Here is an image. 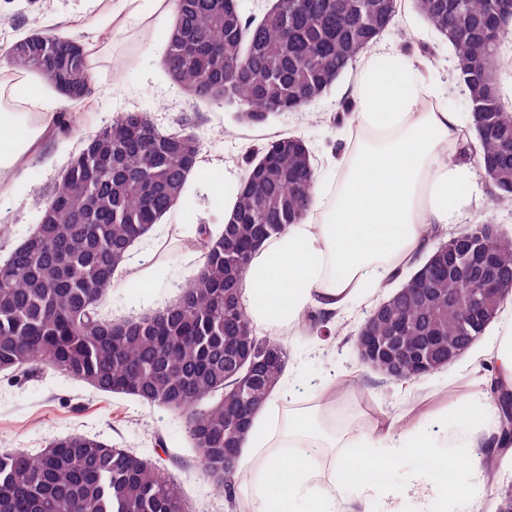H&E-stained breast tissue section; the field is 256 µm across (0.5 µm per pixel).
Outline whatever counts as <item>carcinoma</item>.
Here are the masks:
<instances>
[{
  "mask_svg": "<svg viewBox=\"0 0 512 512\" xmlns=\"http://www.w3.org/2000/svg\"><path fill=\"white\" fill-rule=\"evenodd\" d=\"M414 7L455 49L452 70L474 109L477 171L496 203L512 204V108L504 87L512 56L487 51L491 27L512 25V0H414ZM397 9L386 0H285L255 25L238 3L175 0L164 65L182 93L233 105L262 123L324 96L394 24ZM7 58L11 73H39L73 104L91 93L93 61L75 40L43 32L13 43ZM200 151L198 137L184 129L163 132L145 112H118L83 142L47 198L34 191L40 239L16 246L0 263V372L45 367L181 416L200 445L201 473L232 503L224 461L244 439L232 416L244 401L261 405L288 363L281 337L257 335L238 288L260 245L314 207L304 140L268 143L247 169L224 231L215 237L200 224L184 240L185 250L201 252L202 272L181 287L178 305L146 320L126 318L122 330L102 311L128 242L180 203ZM466 232L512 279V247L479 224ZM459 288L448 258H428L416 284L363 324L401 364L423 349L426 336L455 346L470 312L466 302L448 300ZM235 353L259 368L244 397L234 388ZM498 427L512 431L507 393ZM0 512H185V503L154 458L71 433L50 450L0 453Z\"/></svg>",
  "mask_w": 512,
  "mask_h": 512,
  "instance_id": "carcinoma-1",
  "label": "carcinoma"
}]
</instances>
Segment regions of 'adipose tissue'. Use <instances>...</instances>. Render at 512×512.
<instances>
[{
    "mask_svg": "<svg viewBox=\"0 0 512 512\" xmlns=\"http://www.w3.org/2000/svg\"><path fill=\"white\" fill-rule=\"evenodd\" d=\"M385 55L377 47L358 74V125L368 140L346 144L332 160L336 180L318 185L316 216L264 241L249 264L242 302L257 329L287 333L308 311L335 322L421 256L431 229L462 217L465 171L442 159L462 135L458 116L445 108L417 111L423 82L414 64L388 71L380 66ZM52 119L46 112L31 121L0 101V185L38 154ZM292 398L279 383L250 417L235 461L244 476L235 490L250 512H291L298 500L308 512H434L449 499L438 475L448 461L425 454L421 435L388 428L350 437L325 430L308 409L279 427L271 406ZM379 443L385 452L373 455ZM406 454L413 467L402 482L389 483L390 468Z\"/></svg>",
    "mask_w": 512,
    "mask_h": 512,
    "instance_id": "obj_1",
    "label": "adipose tissue"
}]
</instances>
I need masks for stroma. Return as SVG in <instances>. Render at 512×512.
Instances as JSON below:
<instances>
[{"label": "stroma", "mask_w": 512, "mask_h": 512, "mask_svg": "<svg viewBox=\"0 0 512 512\" xmlns=\"http://www.w3.org/2000/svg\"><path fill=\"white\" fill-rule=\"evenodd\" d=\"M112 2L103 0L91 9L85 0H0V75L7 71L6 47L35 30L78 40L95 64L92 93L81 105L71 106L53 86H46L55 113L70 110L79 120L65 137L46 134L40 155L21 170L18 181L0 192V221L11 229L9 238L0 237V254H8L35 224L33 187L46 190L58 183L84 138L115 113L133 109L150 113L165 130L172 129L178 115L196 114L194 131L202 142L201 164L191 177L187 197L161 218L154 232L133 246L134 252L151 257V285L142 287L134 275L119 277L103 301L105 313L123 319L154 312L178 298L181 285L200 266L199 253L179 250V238L192 234L194 225L223 223L224 201L233 179L243 178L268 142L302 138L311 152L317 181L335 180L336 172L325 160L355 131L357 104L352 89L358 71L347 70L307 112H282L263 123H247L238 118L235 108L177 91L163 64L172 15L156 14L119 32L112 27ZM399 3L396 23L380 41L393 46L394 61L414 60L421 72L431 74L435 85L443 88L439 104L458 113L463 124V148L456 159L469 180L478 181V138L469 103L465 96L448 92L455 82L448 73L453 48L426 24L413 0ZM463 210L462 225L489 223L512 237V207L496 204L490 193L465 203ZM366 312V306H354L338 319L342 328L338 334L295 329L285 335V376L297 406L312 405L326 384L350 377L379 418L397 430L416 427L440 455L455 456L456 448L444 445L442 438L445 432L460 428L455 412L458 404L468 403L473 415L484 413L490 401L491 371L474 353L488 348L502 333L505 317L512 315V300H507L472 350L441 371L406 384L361 363L354 333ZM70 433L95 434L116 447L158 459L180 484L189 512H246L242 507L229 508L224 498L213 494L201 474L183 418L131 396L97 392L50 371L30 376L0 372V447L37 453L54 437Z\"/></svg>", "instance_id": "35a3bbf8"}]
</instances>
